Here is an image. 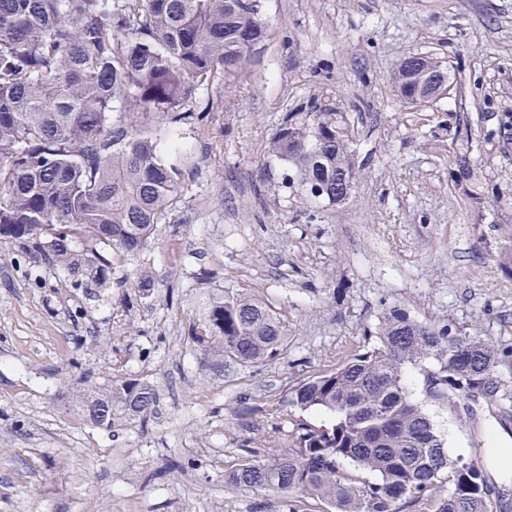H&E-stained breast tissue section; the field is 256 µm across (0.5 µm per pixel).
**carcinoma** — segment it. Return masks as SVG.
Instances as JSON below:
<instances>
[{"mask_svg": "<svg viewBox=\"0 0 512 512\" xmlns=\"http://www.w3.org/2000/svg\"><path fill=\"white\" fill-rule=\"evenodd\" d=\"M264 0H0V236L66 270L90 297L110 282L108 247L137 253L166 221L179 171L161 162L158 132L195 118L198 90L232 85L267 37ZM416 69L398 65L399 96ZM341 112L316 102L290 112L269 151L284 178L336 205L357 172ZM152 297V278L129 283ZM364 345L330 369L300 379L288 404L299 411L288 442L259 462L224 470L237 488L294 500L289 512H498L485 466L452 457L426 408L403 381L420 368L423 394L472 427L469 405L498 396L512 418V391L491 386L512 348L496 347L451 324L418 321L383 303ZM189 338L204 357L241 366L288 350V321L264 299L221 290ZM147 382L124 381L84 407L112 430L122 416L155 414ZM319 410L327 420L309 423Z\"/></svg>", "mask_w": 512, "mask_h": 512, "instance_id": "carcinoma-1", "label": "carcinoma"}]
</instances>
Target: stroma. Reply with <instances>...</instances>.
<instances>
[{"label":"stroma","mask_w":512,"mask_h":512,"mask_svg":"<svg viewBox=\"0 0 512 512\" xmlns=\"http://www.w3.org/2000/svg\"><path fill=\"white\" fill-rule=\"evenodd\" d=\"M264 18L243 80L201 90L196 120L170 132L161 157L182 176L165 223L113 260L117 278L148 271L154 300L114 285L87 300L0 238V512H288L224 470L287 441L289 389L357 350L381 303L512 345V0H265ZM414 54L453 81L418 110L393 84ZM314 101L353 136L359 179L337 205L287 183L269 152ZM222 288L286 314L287 352L205 362L188 329ZM117 379L156 386L158 415L110 432L79 414V393Z\"/></svg>","instance_id":"stroma-1"}]
</instances>
